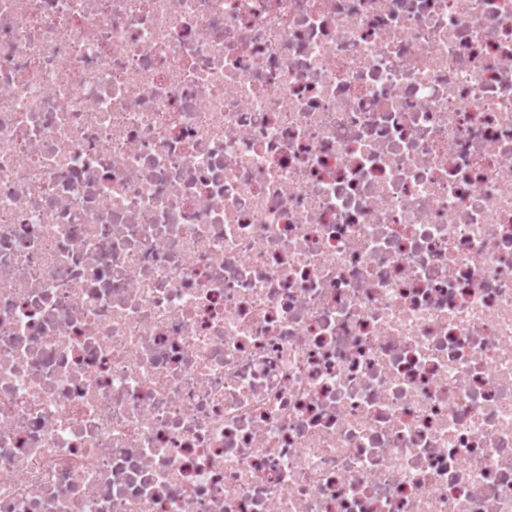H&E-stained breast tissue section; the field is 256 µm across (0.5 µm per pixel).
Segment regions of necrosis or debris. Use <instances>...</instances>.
I'll use <instances>...</instances> for the list:
<instances>
[{
    "mask_svg": "<svg viewBox=\"0 0 512 512\" xmlns=\"http://www.w3.org/2000/svg\"><path fill=\"white\" fill-rule=\"evenodd\" d=\"M0 512H512V0H0Z\"/></svg>",
    "mask_w": 512,
    "mask_h": 512,
    "instance_id": "necrosis-or-debris-1",
    "label": "necrosis or debris"
}]
</instances>
